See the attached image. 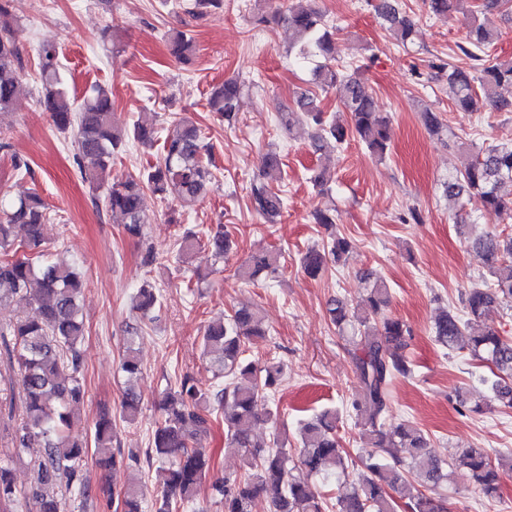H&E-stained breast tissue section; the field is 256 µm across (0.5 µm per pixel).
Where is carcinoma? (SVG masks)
<instances>
[{"label": "carcinoma", "mask_w": 512, "mask_h": 512, "mask_svg": "<svg viewBox=\"0 0 512 512\" xmlns=\"http://www.w3.org/2000/svg\"><path fill=\"white\" fill-rule=\"evenodd\" d=\"M297 0L283 15L293 33L296 56L307 62L317 60L312 68L314 83L323 90L339 92V102L348 121L342 123L324 112L308 91L296 99L299 112L280 113V122L291 129L294 117L301 116L311 127V140L318 151L330 143L340 147L356 138L373 155L384 158L391 146L390 118L377 109L363 79L348 68L336 64L333 30L324 14ZM431 13L446 17L452 13L470 15L468 0H427ZM378 14L397 29L404 42L418 36L414 23L400 14L394 0H379ZM8 0H0V111L10 109L19 93L22 62L14 30L7 22ZM497 37L493 22L486 18L473 23L466 42L459 50L473 61H481ZM173 56L187 63L195 52L192 38L175 31L170 36ZM42 111L50 114L53 126L61 133L75 132L76 158L80 176L93 186L107 187L106 206L123 222L131 238L143 235L147 194L176 195L183 205L197 201L211 183L213 173L201 132L187 118H174L162 144V156L138 176L112 177V157L119 152L126 137L151 146L158 140L157 128L137 123L130 133L119 130L113 121L112 97L101 87L94 89L80 105L62 87L55 46L39 49ZM455 107L461 112L478 110L479 98L496 102L497 89L512 85V58L495 59L482 64L479 75L454 68L448 72ZM482 94H477V91ZM241 87L228 80L215 87L208 98L209 111L232 125L237 120ZM265 181L251 188L254 210L269 221L282 213L284 203L280 183V160L275 154L265 158ZM451 199L462 197L478 201L484 219L512 216V143L490 144L482 149L469 166L445 183ZM46 207L35 192L18 199L0 202V302L9 301L24 308L37 306V316L20 312L6 325L0 324V341L16 365L12 390L21 404V421L11 434L12 447L0 452V502H16L25 512H64L62 499L41 492L51 483L64 485L65 492L86 504L91 488L85 477L88 442L72 435L81 421L84 384L81 377V343L84 322L79 297L84 288L80 272L65 262L29 257H15L20 249L36 251L42 244ZM22 226L26 240L14 243V229ZM459 233L490 264L492 280L469 288L462 298L463 314L444 310L434 321V341L448 350L468 349L471 355L492 366L491 376L481 377L489 386L490 402L512 408V339L492 329L467 336L472 323L482 322L498 305L512 303V233L472 232V223L458 225ZM206 245L216 260H224L231 249L228 234L217 231L207 235ZM349 241L330 235L326 247L310 249L302 258L304 271L315 277L328 264L346 260ZM279 254L267 251L243 264L237 274L246 280L273 274L278 269ZM391 303V292L383 284L366 289L364 298L351 306L341 298L330 300L327 314L341 333H351L352 362L357 392L351 402L352 415L366 435V472L358 476L352 490L336 501L337 512H395L399 497L407 512H446L443 501L405 480L406 465L420 469L427 487L448 480V471L467 473L486 496L498 493L503 465H495L481 448H465L448 463L430 452V439L418 428L401 423L385 426L389 387L397 377H409L413 366L405 355L410 329L400 320L384 316ZM159 304L152 285H142L133 298V307L146 318ZM266 333L264 319L253 308L241 307L223 321L208 324L201 336L204 353L214 357L216 377L224 384L214 388L198 386L189 374L180 376L178 385L169 389L158 404L161 419L148 448L112 449L116 438L112 415L101 413L90 432L101 457L97 464L105 469L132 467L145 456L156 466V480L161 496L154 512H179L195 501L210 463L197 450L199 436L209 431L212 420L224 415V428L230 444L241 452L242 471L224 475L213 485L221 497L224 512H253L255 501L268 498L269 512H326V498L316 494L308 478L324 472L343 474L348 456L342 454L336 439L339 415L332 409L322 411L300 430L302 448L298 460L290 456L285 441L273 435L272 441H254L250 425L265 416L274 417L266 407L269 394L281 380L278 362L264 364L244 358L245 340ZM120 369L127 379L121 400V418L134 422L141 410V398L133 381L142 375V365L134 340L124 346ZM43 449L37 463L36 487L32 496L18 491L13 478L14 458L32 446ZM406 448L410 462L401 460L396 449ZM104 507L115 512H142V487L135 478L120 489H104ZM34 509H28L29 500Z\"/></svg>", "instance_id": "obj_1"}]
</instances>
